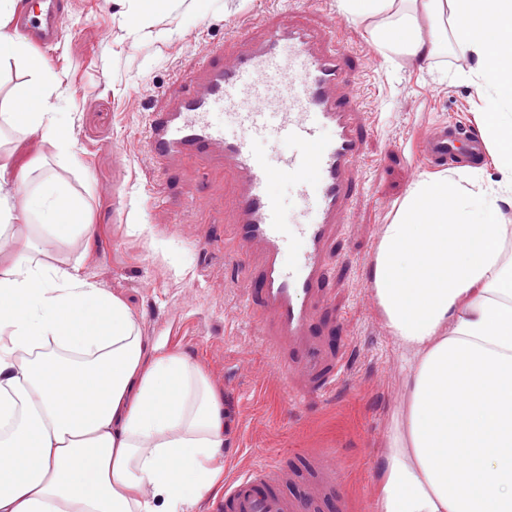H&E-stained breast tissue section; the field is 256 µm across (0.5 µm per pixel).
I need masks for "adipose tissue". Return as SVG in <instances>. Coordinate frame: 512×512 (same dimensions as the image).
<instances>
[{
	"label": "adipose tissue",
	"mask_w": 512,
	"mask_h": 512,
	"mask_svg": "<svg viewBox=\"0 0 512 512\" xmlns=\"http://www.w3.org/2000/svg\"><path fill=\"white\" fill-rule=\"evenodd\" d=\"M0 64L25 55L5 23ZM372 39L411 58L469 54L475 116L499 174L450 170L418 182L386 225L372 294L417 364L378 487V512H512V0H345ZM41 227H93L67 186L42 178ZM0 195V512H191L220 482L224 400L180 351L146 344L126 305L42 259L14 234Z\"/></svg>",
	"instance_id": "obj_1"
}]
</instances>
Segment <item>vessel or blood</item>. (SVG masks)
I'll return each instance as SVG.
<instances>
[{
    "label": "vessel or blood",
    "mask_w": 512,
    "mask_h": 512,
    "mask_svg": "<svg viewBox=\"0 0 512 512\" xmlns=\"http://www.w3.org/2000/svg\"><path fill=\"white\" fill-rule=\"evenodd\" d=\"M65 0H33L18 17L23 33L49 48L61 38ZM357 77L335 34L280 13L256 29H238L214 46L194 71L179 75L161 110L142 132L155 168L199 163L223 170L232 183L224 198L233 232L225 249L239 261L260 255L258 274L243 293L250 321L270 328L264 349L271 362L290 361L280 374L289 386L324 391L342 384L346 346L323 334L328 305L329 244L353 192V175L366 162L370 123L360 120ZM264 139L285 150L277 165L253 147ZM437 168L458 157L479 163L486 154L475 128L440 122L420 144ZM294 186L302 206L298 223H284L280 181ZM318 491H288L298 471L271 462L225 484L213 512H331L341 482L335 457L308 469Z\"/></svg>",
    "instance_id": "obj_1"
}]
</instances>
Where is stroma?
I'll list each match as a JSON object with an SVG mask.
<instances>
[{
    "label": "stroma",
    "mask_w": 512,
    "mask_h": 512,
    "mask_svg": "<svg viewBox=\"0 0 512 512\" xmlns=\"http://www.w3.org/2000/svg\"><path fill=\"white\" fill-rule=\"evenodd\" d=\"M61 40L42 58L54 77L42 109L55 135H27L0 113V194L24 206L32 185L16 181L26 163L67 184L94 226L92 240H38L49 261L63 260L125 303L147 342L163 341L198 362L224 397V477L233 479L277 453L299 448L341 460L338 493L351 512H376L378 483L396 415L406 403L405 352L366 293L379 239L409 189L430 174L419 140L434 124H470L479 100L464 77L469 56L448 50L415 61L380 49L343 0H68ZM329 30L360 62L361 109L375 126L366 141L370 166L331 243L333 305L326 318L351 354L343 387L321 395L299 387L290 400L262 351L265 331L238 306L254 265L224 251V175L184 165L163 176L159 198L141 130L160 108L176 74L193 71L209 47L238 25L260 24L284 4ZM68 162L59 165L58 152Z\"/></svg>",
    "instance_id": "stroma-1"
}]
</instances>
